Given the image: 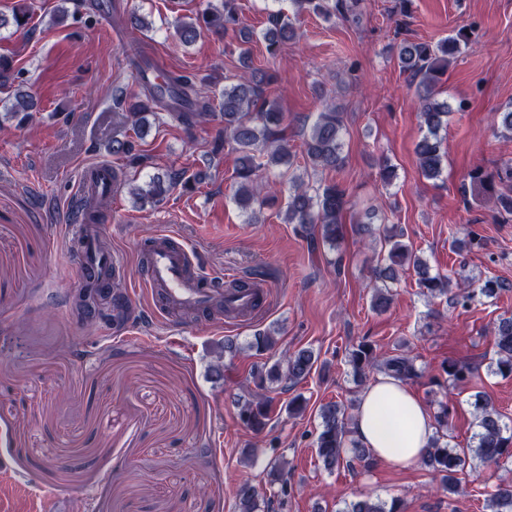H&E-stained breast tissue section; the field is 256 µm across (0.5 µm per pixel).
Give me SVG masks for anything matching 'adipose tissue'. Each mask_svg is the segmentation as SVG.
<instances>
[{
	"instance_id": "ef3b65f1",
	"label": "adipose tissue",
	"mask_w": 512,
	"mask_h": 512,
	"mask_svg": "<svg viewBox=\"0 0 512 512\" xmlns=\"http://www.w3.org/2000/svg\"><path fill=\"white\" fill-rule=\"evenodd\" d=\"M353 429L376 460L419 463L435 433L428 407L403 383L379 376L364 391Z\"/></svg>"
}]
</instances>
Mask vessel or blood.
<instances>
[{"label": "vessel or blood", "mask_w": 512, "mask_h": 512, "mask_svg": "<svg viewBox=\"0 0 512 512\" xmlns=\"http://www.w3.org/2000/svg\"><path fill=\"white\" fill-rule=\"evenodd\" d=\"M113 169L108 164H94L83 168L76 193L79 199L96 200L112 195ZM107 214L94 212L89 218L69 226L72 251L83 269L105 272L102 288L112 286L113 279L123 275L125 268L110 249L101 244ZM199 259L185 241L170 232L154 235L145 248L141 279L148 290L150 305L160 318L173 321L184 311L214 309L230 304L242 316L262 310L265 306L256 290L240 291L225 296L224 282L209 279L198 271Z\"/></svg>", "instance_id": "b4317fda"}]
</instances>
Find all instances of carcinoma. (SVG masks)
Here are the masks:
<instances>
[{
  "mask_svg": "<svg viewBox=\"0 0 512 512\" xmlns=\"http://www.w3.org/2000/svg\"><path fill=\"white\" fill-rule=\"evenodd\" d=\"M294 13L312 12L316 15L336 13L343 18L360 20L361 0H290ZM238 0H206L201 12L188 21H176L175 27L185 43L195 41L201 30L206 29L215 35L232 30L238 33L242 44L247 45L254 38L261 37L266 51L273 57L290 41L297 39V32L284 12L278 10L269 13L267 26L261 34L241 25L238 13ZM470 45L469 33L461 28L436 44L416 43L403 39L397 45L398 63L408 81L423 90L419 94V113L421 126L425 133L416 145V155L421 175L427 180L438 179L443 172V153L441 151L440 131L448 125L451 105L439 99L433 91L438 78L447 69L450 60L464 53ZM240 62L243 73L224 85L219 92L222 99V111H212L210 89L219 86L222 76L208 75L202 78L195 74L165 73L147 79L152 70L147 66L138 71L135 81L140 92L137 95L120 96L115 99L116 108L125 111L126 130L121 137H112V154L124 160L132 169L144 168L148 157L137 144L139 137L145 134L148 125L147 116L151 115L159 122L169 119L184 127L218 120L224 129L212 142V152L224 150V144L231 143L238 153L235 179L237 189L235 203L247 215L248 221L257 222L254 205L263 204L265 193L275 185L288 183V198L284 221L287 224L318 226V236L312 238V244L336 247L344 238V212L348 205L347 192L336 182L307 186L294 175L280 171L279 166L291 163L292 152L286 135L285 112L280 103L265 94L273 76L267 71L253 66L250 51L242 49ZM18 79L12 60L0 57V89L9 94V103L3 105L4 119L16 118L22 125L32 119L33 100L27 93L14 87ZM345 125L342 112L331 105L317 113L315 120L304 135L302 142L304 157L313 168L336 170L343 163L342 149ZM203 176L196 173L186 176L183 169L169 167L145 182L131 177L124 181L123 187L133 204L151 200L153 204L164 201L166 196L179 186L187 187L202 181ZM512 182V166L500 169L494 175L480 170L471 175V183L479 192L492 189L493 181ZM403 230L394 228L383 232L384 245L388 246L374 270L377 281H398L399 270L413 269L418 276V285L422 294L430 299L448 293L451 287L449 277L430 272L426 260L402 242ZM506 288L504 282L489 278L477 287L461 295L462 304L479 302L483 298H494ZM105 298L94 289L79 290L74 298L77 312L85 317L104 305ZM131 307L120 290L112 294V320L121 324L128 320ZM497 348V358L489 365L494 374L512 375V317H502L491 328ZM277 344L276 332L260 330L246 344V348L257 354L271 351ZM315 363L313 351L298 349L285 354L274 366L275 379L279 382L294 384L311 372ZM349 364L354 381L363 382L370 373L381 371L388 377L406 382L418 377L414 360L395 355L383 361L377 358L372 344L362 341L351 353ZM448 383L455 386L470 380L474 375L472 367L450 361L443 367ZM475 432L473 448L465 451L452 448L445 441V435L435 434L424 453L423 463L432 470L441 487L453 493L457 488V474L466 461H475L481 465L504 467L512 464V420L488 402H476ZM272 401L259 399L240 406L238 417L241 423L253 430H262L270 421ZM318 416L320 429L315 440V451L323 466L333 470L343 463L357 461L367 468L373 461L370 452L356 445L347 448L349 434L348 422L353 415L337 402H327L320 406ZM351 456H346V450ZM258 493L247 485L238 492V512H258ZM487 512H512V480L504 479L490 495L486 503ZM342 512H401L398 500L391 502L373 501L369 498L354 501Z\"/></svg>",
  "mask_w": 512,
  "mask_h": 512,
  "instance_id": "1",
  "label": "carcinoma"
}]
</instances>
